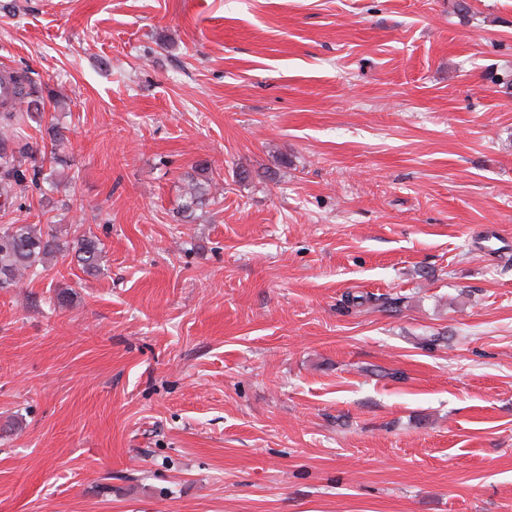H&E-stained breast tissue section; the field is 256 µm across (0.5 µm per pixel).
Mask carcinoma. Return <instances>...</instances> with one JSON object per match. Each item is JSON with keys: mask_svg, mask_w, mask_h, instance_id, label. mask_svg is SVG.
<instances>
[{"mask_svg": "<svg viewBox=\"0 0 512 512\" xmlns=\"http://www.w3.org/2000/svg\"><path fill=\"white\" fill-rule=\"evenodd\" d=\"M27 98L25 86L19 82L13 102L3 107L5 125L0 127V197L6 200L16 197L26 188L22 162L4 146V141L8 134L15 133L18 112L23 110ZM209 191L210 185L191 180L187 183L185 195L193 205L201 203ZM72 252L86 270L97 268L101 248L91 236L82 235L70 243H62L39 224L0 225V288L17 285L25 276L37 274L38 266H46L47 260L64 258Z\"/></svg>", "mask_w": 512, "mask_h": 512, "instance_id": "carcinoma-1", "label": "carcinoma"}]
</instances>
